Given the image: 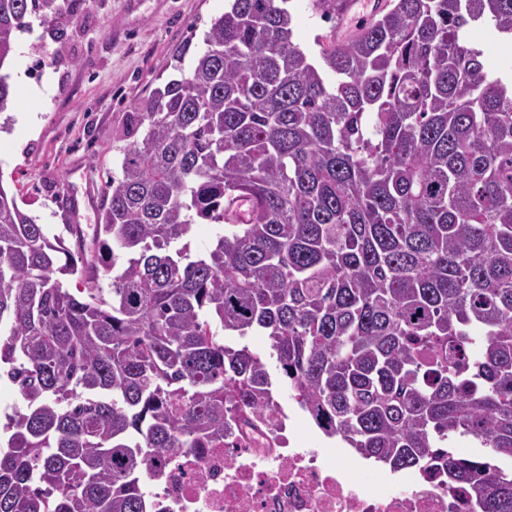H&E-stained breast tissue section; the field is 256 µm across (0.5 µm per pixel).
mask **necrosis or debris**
I'll return each mask as SVG.
<instances>
[{"label":"necrosis or debris","instance_id":"necrosis-or-debris-1","mask_svg":"<svg viewBox=\"0 0 512 512\" xmlns=\"http://www.w3.org/2000/svg\"><path fill=\"white\" fill-rule=\"evenodd\" d=\"M289 419L280 406L255 427L240 414L223 447L166 459L147 487L154 512H471L464 489L362 467Z\"/></svg>","mask_w":512,"mask_h":512}]
</instances>
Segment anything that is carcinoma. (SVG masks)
Returning <instances> with one entry per match:
<instances>
[{"label":"carcinoma","mask_w":512,"mask_h":512,"mask_svg":"<svg viewBox=\"0 0 512 512\" xmlns=\"http://www.w3.org/2000/svg\"><path fill=\"white\" fill-rule=\"evenodd\" d=\"M347 2L310 0L334 22L314 56L291 0H228L127 113L90 248L0 186V378L24 404L0 512H151L164 458L273 411L269 356L326 436L512 512V81L466 37L512 40V0H377L344 29ZM32 17L68 21L0 0V68ZM200 221L219 230L192 260Z\"/></svg>","instance_id":"obj_1"}]
</instances>
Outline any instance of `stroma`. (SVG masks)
<instances>
[{
	"instance_id": "1",
	"label": "stroma",
	"mask_w": 512,
	"mask_h": 512,
	"mask_svg": "<svg viewBox=\"0 0 512 512\" xmlns=\"http://www.w3.org/2000/svg\"><path fill=\"white\" fill-rule=\"evenodd\" d=\"M227 0H67L62 34L31 19L18 34L6 71L13 103L0 113V185L21 209L46 225L91 232L117 166L112 142L131 105L191 68L203 37ZM293 41L317 53L329 22L308 0H292ZM497 76L512 77V42L487 26L471 27Z\"/></svg>"
}]
</instances>
